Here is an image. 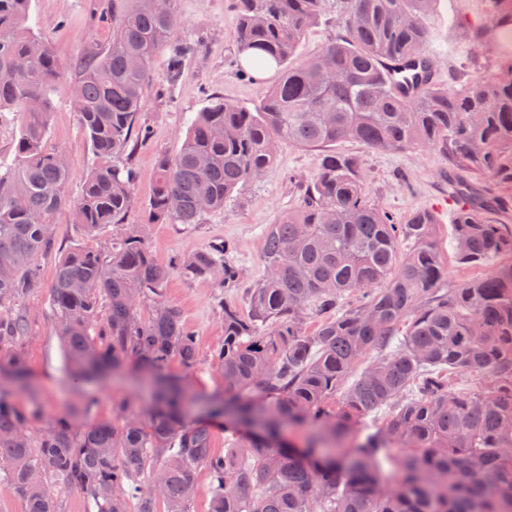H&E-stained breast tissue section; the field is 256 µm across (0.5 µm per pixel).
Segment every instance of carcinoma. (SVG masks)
Wrapping results in <instances>:
<instances>
[{
  "instance_id": "1",
  "label": "carcinoma",
  "mask_w": 512,
  "mask_h": 512,
  "mask_svg": "<svg viewBox=\"0 0 512 512\" xmlns=\"http://www.w3.org/2000/svg\"><path fill=\"white\" fill-rule=\"evenodd\" d=\"M128 2L72 86L96 163L71 204L68 160L46 148L65 69L27 27L31 0H0V111L25 116L13 160L0 165V352L24 382L26 359L12 350L28 332L18 306L41 287L37 259L55 249L53 220L69 205L84 235H112L58 257L49 305L67 367L84 380L133 361L153 377L154 400L136 417L85 429L60 418L33 432L37 397L18 408L0 391V481L24 512H62L61 489L80 492L88 512H191L200 467L209 512H512V265L439 287L435 215L393 223L367 199L363 159L328 150L439 151L457 200L456 261L512 258V225L493 219L512 203L486 205L478 189L512 184V64L478 83L451 70L435 81L437 0H336L342 34L301 60L330 0H235L238 55L279 79L252 110L210 95L178 154L159 156L145 223L128 224L132 155L150 134L142 88L177 19L176 0ZM199 48L189 41L169 56L171 80ZM282 141L322 155L300 207L264 229L265 275L247 313L222 307L224 344L211 359L224 397L203 407L260 433L217 454L209 424L184 417L200 401L167 374L174 361L192 369L198 349L161 297L174 271L229 288L240 269L224 245L160 265L147 228L224 209ZM313 316L322 321L309 333ZM461 375L477 381L450 383ZM301 423L313 427V463L277 444Z\"/></svg>"
}]
</instances>
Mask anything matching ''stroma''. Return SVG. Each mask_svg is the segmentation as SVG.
Returning <instances> with one entry per match:
<instances>
[{
	"label": "stroma",
	"instance_id": "1",
	"mask_svg": "<svg viewBox=\"0 0 512 512\" xmlns=\"http://www.w3.org/2000/svg\"><path fill=\"white\" fill-rule=\"evenodd\" d=\"M111 4L112 0H31L28 24L49 39L60 60L70 68L86 54L111 43L112 22L100 14ZM176 11L178 18L143 88L151 136L132 157L137 179L135 203L127 218L131 224L145 220L158 156L179 152L190 119L206 106L209 94H220L226 101L250 108L265 98L273 83L272 78H248L237 71L233 0H176ZM499 13L493 0H437L430 44L437 58V82L447 83L452 69L470 82L495 72L501 56L492 33L486 30L478 43L471 41L470 34L477 26L486 29ZM191 39L200 40V52L187 61L177 83L167 86L169 54ZM52 100L47 146L67 156V194L74 200L80 197L95 158L67 85H59ZM335 150L363 158L368 175L367 197L387 211L394 223H406L420 209L437 216V249L444 267L442 286L495 272L492 264L464 269L456 262L451 247V220L457 202L448 190V161L438 151H372L356 142L336 143ZM318 159L317 151L282 144L275 161L239 186L223 209L204 214L196 224L151 225L149 246L158 263L167 265L175 256L223 243L230 247L231 259L243 272L240 282L225 290L211 280H188L176 273L164 287L163 300L179 311L185 328L196 337L199 353L194 368L186 370L174 362L168 372L180 377L193 392L223 394L224 381L211 362L212 352L224 342V319L218 304L223 301L246 309L249 288L264 275L263 230L298 208L300 194L296 185L314 176ZM55 261V254L40 257L43 286L24 303L29 330L19 345L33 388L43 404L32 429L66 415L76 427L85 428L115 420L121 404L137 409L149 403L148 387L127 379L107 374L92 382H81L70 376L48 305Z\"/></svg>",
	"mask_w": 512,
	"mask_h": 512
}]
</instances>
